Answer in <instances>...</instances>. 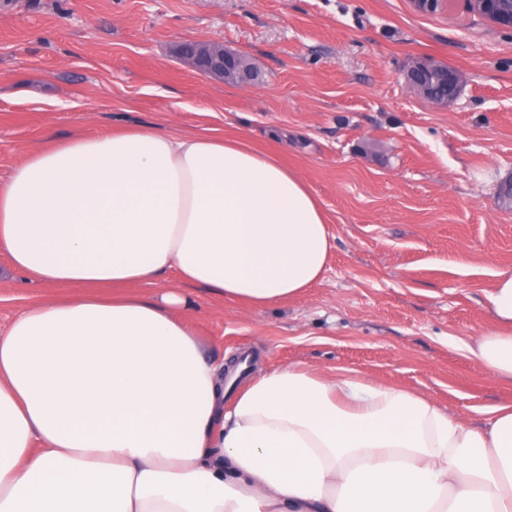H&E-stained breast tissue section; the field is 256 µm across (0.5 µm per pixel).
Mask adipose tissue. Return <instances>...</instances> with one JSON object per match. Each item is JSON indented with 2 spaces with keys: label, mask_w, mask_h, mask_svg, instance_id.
Segmentation results:
<instances>
[{
  "label": "adipose tissue",
  "mask_w": 512,
  "mask_h": 512,
  "mask_svg": "<svg viewBox=\"0 0 512 512\" xmlns=\"http://www.w3.org/2000/svg\"><path fill=\"white\" fill-rule=\"evenodd\" d=\"M320 201L240 138L130 129L0 179V251L52 286L0 331V512H512V404L483 424L292 364L224 400L193 292L266 307L327 266ZM175 273L177 289L150 287ZM472 355L512 380V270Z\"/></svg>",
  "instance_id": "adipose-tissue-1"
}]
</instances>
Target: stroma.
<instances>
[{"mask_svg": "<svg viewBox=\"0 0 512 512\" xmlns=\"http://www.w3.org/2000/svg\"><path fill=\"white\" fill-rule=\"evenodd\" d=\"M217 40L263 74L248 88L201 76L174 47ZM431 57L465 77L454 105L412 95ZM220 132L276 151L321 202L334 236L320 283L254 308L198 297L210 355L251 376L304 363L424 392L449 413L512 403V381L469 348L492 327L486 295L512 269V31L412 0H0V177L27 153L125 128ZM0 321L44 295L8 274Z\"/></svg>", "mask_w": 512, "mask_h": 512, "instance_id": "obj_1", "label": "stroma"}]
</instances>
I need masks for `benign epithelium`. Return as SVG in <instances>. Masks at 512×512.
<instances>
[{
  "label": "benign epithelium",
  "instance_id": "7a95c632",
  "mask_svg": "<svg viewBox=\"0 0 512 512\" xmlns=\"http://www.w3.org/2000/svg\"><path fill=\"white\" fill-rule=\"evenodd\" d=\"M471 4L479 6L482 17L494 25L512 31V8L504 0H471ZM179 59L196 73L212 79L226 80L237 78V85L247 86L249 64L241 57L230 56L224 44L207 40H184L178 44ZM414 65L425 67L424 81L412 88L417 95L427 94L432 82L448 84V95L437 102L439 106L454 104L461 94L463 76L456 69L445 70L430 58L414 61Z\"/></svg>",
  "mask_w": 512,
  "mask_h": 512
}]
</instances>
